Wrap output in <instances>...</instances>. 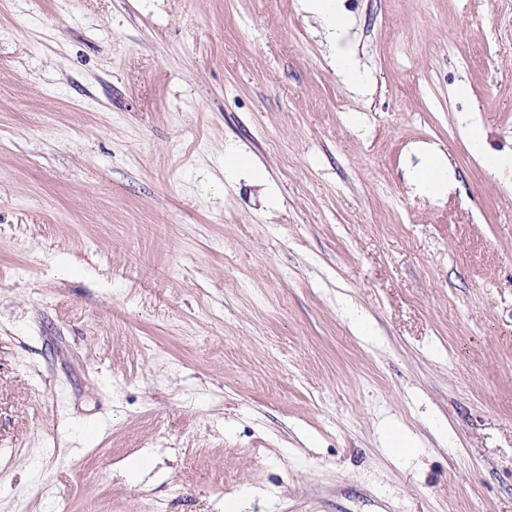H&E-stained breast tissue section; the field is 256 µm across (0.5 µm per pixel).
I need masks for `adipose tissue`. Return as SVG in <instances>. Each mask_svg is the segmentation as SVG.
Listing matches in <instances>:
<instances>
[{
	"label": "adipose tissue",
	"mask_w": 512,
	"mask_h": 512,
	"mask_svg": "<svg viewBox=\"0 0 512 512\" xmlns=\"http://www.w3.org/2000/svg\"><path fill=\"white\" fill-rule=\"evenodd\" d=\"M303 11L322 18L334 50L336 71L357 91L366 89L368 78L360 67L354 51L348 45L351 21L345 14L341 0H300Z\"/></svg>",
	"instance_id": "adipose-tissue-1"
}]
</instances>
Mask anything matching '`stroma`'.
<instances>
[{
	"instance_id": "35a3bbf8",
	"label": "stroma",
	"mask_w": 512,
	"mask_h": 512,
	"mask_svg": "<svg viewBox=\"0 0 512 512\" xmlns=\"http://www.w3.org/2000/svg\"><path fill=\"white\" fill-rule=\"evenodd\" d=\"M343 7L0 0V512H512V0ZM301 9L322 18L334 50L336 72L356 91L368 86V78L360 67L354 51L348 45L351 21L345 14L341 0H300ZM468 138L473 150L479 154L484 161H490L493 169L512 167V157L502 155H492L484 153L485 136L480 124H471L468 127ZM414 182L418 189L427 194H435L447 183L445 170L430 154H420V161L415 166Z\"/></svg>"
}]
</instances>
